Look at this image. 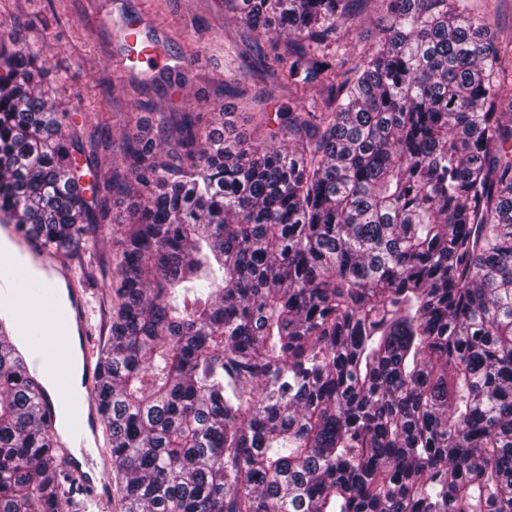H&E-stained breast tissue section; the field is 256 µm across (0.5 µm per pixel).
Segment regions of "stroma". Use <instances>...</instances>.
Wrapping results in <instances>:
<instances>
[{"label": "stroma", "instance_id": "1", "mask_svg": "<svg viewBox=\"0 0 512 512\" xmlns=\"http://www.w3.org/2000/svg\"><path fill=\"white\" fill-rule=\"evenodd\" d=\"M132 19L144 38L164 49L153 67L125 59L122 24ZM31 45L48 76L45 89L62 110L87 116L86 134H103V171L121 163L125 124L140 107L157 112H193L203 123L224 119L233 131L255 141L267 140L261 113L287 107L307 109L318 98L317 86L289 88L280 66L249 71L250 33L224 15L221 0H0V40ZM179 71L182 88L167 82ZM243 73L244 95L226 96L228 73ZM118 227L107 224L94 255L77 260L90 277L89 298L99 340L108 336L112 263Z\"/></svg>", "mask_w": 512, "mask_h": 512}]
</instances>
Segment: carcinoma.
Here are the masks:
<instances>
[{"label":"carcinoma","mask_w":512,"mask_h":512,"mask_svg":"<svg viewBox=\"0 0 512 512\" xmlns=\"http://www.w3.org/2000/svg\"><path fill=\"white\" fill-rule=\"evenodd\" d=\"M367 2L224 0L320 103L258 145L148 112L101 178L0 45V224L92 253L131 200L95 387L116 512H512V39L382 0L353 61ZM47 395L0 335V512H86ZM381 8L372 9L369 15L357 19L355 26L345 40L348 42V48L351 50L352 58L368 51L378 41L379 23L378 18L382 15Z\"/></svg>","instance_id":"carcinoma-1"}]
</instances>
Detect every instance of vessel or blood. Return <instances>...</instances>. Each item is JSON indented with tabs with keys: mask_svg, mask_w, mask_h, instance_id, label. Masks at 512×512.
<instances>
[{
	"mask_svg": "<svg viewBox=\"0 0 512 512\" xmlns=\"http://www.w3.org/2000/svg\"><path fill=\"white\" fill-rule=\"evenodd\" d=\"M21 246L49 271L51 278L47 281L31 278L23 268L0 258V330L14 336L32 371L54 374L56 388L44 401L43 411L52 423L68 416L65 447L82 445L101 416L93 397L99 367L91 351L93 336L84 291L75 289L72 300L58 303L53 283L71 276L69 269L57 259L58 247L30 240L22 241ZM77 336L85 347V374L83 385L74 388L69 383V365L71 344Z\"/></svg>",
	"mask_w": 512,
	"mask_h": 512,
	"instance_id": "vessel-or-blood-1",
	"label": "vessel or blood"
}]
</instances>
